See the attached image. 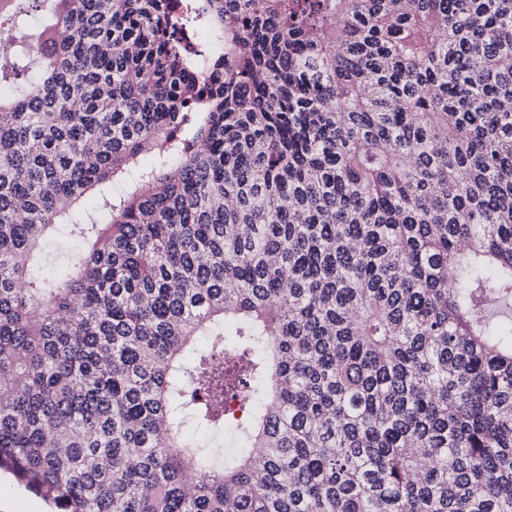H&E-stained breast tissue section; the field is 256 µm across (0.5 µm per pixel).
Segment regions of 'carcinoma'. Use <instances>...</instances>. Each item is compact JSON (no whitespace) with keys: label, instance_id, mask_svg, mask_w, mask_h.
Here are the masks:
<instances>
[{"label":"carcinoma","instance_id":"1","mask_svg":"<svg viewBox=\"0 0 512 512\" xmlns=\"http://www.w3.org/2000/svg\"><path fill=\"white\" fill-rule=\"evenodd\" d=\"M0 23V470L55 512H512V0ZM185 431L193 437L214 444L216 447L222 449L226 456L235 450L234 438L229 432H225L223 435L209 434L196 427L191 420H188L186 423Z\"/></svg>","mask_w":512,"mask_h":512}]
</instances>
